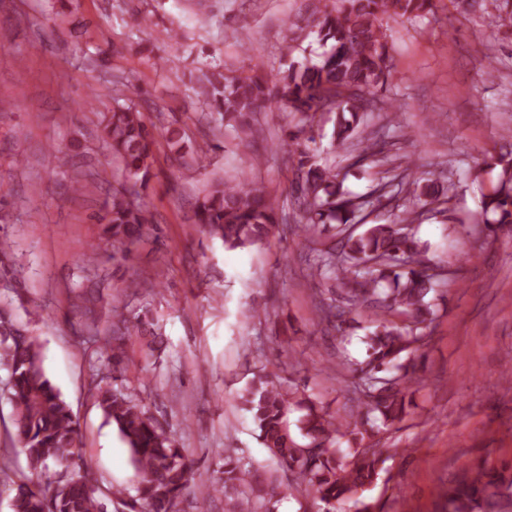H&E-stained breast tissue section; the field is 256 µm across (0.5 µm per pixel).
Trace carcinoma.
I'll list each match as a JSON object with an SVG mask.
<instances>
[{
    "mask_svg": "<svg viewBox=\"0 0 512 512\" xmlns=\"http://www.w3.org/2000/svg\"><path fill=\"white\" fill-rule=\"evenodd\" d=\"M433 7L434 0H342L336 9L312 13V32L325 47L318 61L293 62L273 78L257 70L233 76L212 71L202 80L207 105L246 137L254 133L256 116L278 103L286 104L294 117L275 149L288 154L301 230L312 240L332 232L341 243L338 250H319L315 258L316 275L334 274L342 283L336 297L317 300L320 323L339 331L354 314L369 319L366 358L343 356L339 361L351 378L358 420L351 423L324 411L304 388H282L274 371L259 375L239 393V400L284 478L252 479L236 449L227 448L221 476L202 482L199 468L170 431L117 384L127 371L125 338L145 328L141 321L114 315L102 344L111 352L105 365L108 375L95 382V398L129 449L137 495L127 500L120 487L92 484L89 465L77 446V424L45 372L39 344L0 313V362L9 370L16 446L28 468L42 476L38 483L24 473L16 476L11 512H108L110 503L122 505L126 512H187L182 504L190 490L194 512L217 499L224 500V512H275L276 503L294 491L310 497L317 512H372L362 496L378 477V436L405 420L411 390L422 382L415 360L432 339L433 298L439 294L442 273L428 264L420 241L406 225L372 224L359 235L349 232L363 206L362 196L344 190L338 174L314 160L313 146L323 138L315 118L336 114L331 145L355 148L356 164L385 166L386 141L378 135L358 138L364 113L378 108L377 93L388 80L389 46L382 20L420 17ZM124 88L127 104L100 114L98 127L123 171V182L113 189L101 221L112 242L128 255L149 223L140 189L151 178L153 139L135 103L140 90L127 84ZM168 144L178 155L192 152L198 164L205 159L203 148L185 144L173 132ZM489 166L498 169L497 182L481 194L479 207L483 224L495 234L512 226V151L492 157ZM410 184L418 219L426 206L440 201V191L432 179L422 183L415 178ZM287 202L248 178L226 180L198 202L195 219L225 247L250 248L279 232L285 221L281 205ZM10 256L11 250L0 247V288L14 287L13 268L5 265ZM294 408L303 412L298 425L303 445L290 428ZM344 429L349 431L350 448L338 456L333 447ZM442 498L444 512H503L512 505V463L493 469L480 462L448 486Z\"/></svg>",
    "mask_w": 512,
    "mask_h": 512,
    "instance_id": "1",
    "label": "carcinoma"
}]
</instances>
